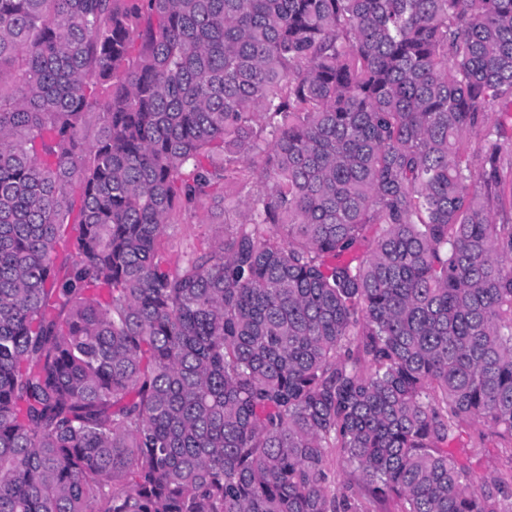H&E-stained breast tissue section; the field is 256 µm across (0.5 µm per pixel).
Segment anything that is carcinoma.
<instances>
[{
	"instance_id": "cac0c4a2",
	"label": "carcinoma",
	"mask_w": 512,
	"mask_h": 512,
	"mask_svg": "<svg viewBox=\"0 0 512 512\" xmlns=\"http://www.w3.org/2000/svg\"><path fill=\"white\" fill-rule=\"evenodd\" d=\"M493 99L512 0H0V512H512ZM220 207L207 204L192 213L177 215L172 224H169L162 246L167 254L173 258L177 256L183 244L189 240L211 241L229 231L227 224H220L224 220ZM221 214V215H220ZM456 439L448 448L468 459L477 476L489 478L496 475L504 462L501 440L493 435L484 425L468 421L463 423ZM329 480L332 488L348 490L349 495L352 494L353 498L361 499L364 505L372 512H398V505L394 501L386 502H368L361 498L362 491L358 488L356 480L358 476L357 466L347 462L338 448L329 449Z\"/></svg>"
}]
</instances>
